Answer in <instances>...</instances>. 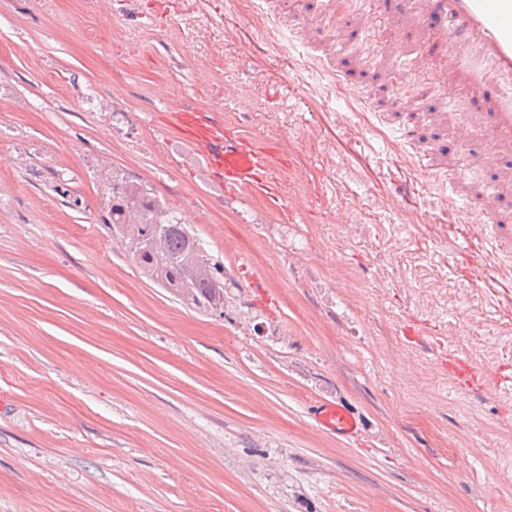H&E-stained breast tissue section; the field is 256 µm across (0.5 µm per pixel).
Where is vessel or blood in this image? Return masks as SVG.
Masks as SVG:
<instances>
[{
    "instance_id": "obj_1",
    "label": "vessel or blood",
    "mask_w": 512,
    "mask_h": 512,
    "mask_svg": "<svg viewBox=\"0 0 512 512\" xmlns=\"http://www.w3.org/2000/svg\"><path fill=\"white\" fill-rule=\"evenodd\" d=\"M388 3L396 20L397 42H407L417 31L450 50L455 76L438 82V101L449 106L465 98L483 108L485 141L474 143L470 124L459 122L447 140H433L431 150L441 153L447 141L472 145L470 164L503 175L497 191L482 196L472 207L474 213L494 218L512 194V0ZM170 123L232 194L260 197L275 210L284 205L295 211L306 207V199L287 200L282 195L277 174L293 169L294 164L280 148L225 129L222 119L190 106L172 112ZM313 415L322 429L339 436L356 438L363 431L355 414L335 401H320Z\"/></svg>"
}]
</instances>
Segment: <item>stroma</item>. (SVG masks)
I'll return each mask as SVG.
<instances>
[{
    "instance_id": "1",
    "label": "stroma",
    "mask_w": 512,
    "mask_h": 512,
    "mask_svg": "<svg viewBox=\"0 0 512 512\" xmlns=\"http://www.w3.org/2000/svg\"><path fill=\"white\" fill-rule=\"evenodd\" d=\"M452 64L412 72L376 0H0V512H512V213L449 208L495 183L395 139L476 122L432 96ZM187 103L291 155L307 209L228 198ZM122 178L221 267L223 311L140 274ZM314 418L319 426L329 432L348 438H358L363 426L353 412L343 404L322 400L315 406Z\"/></svg>"
}]
</instances>
